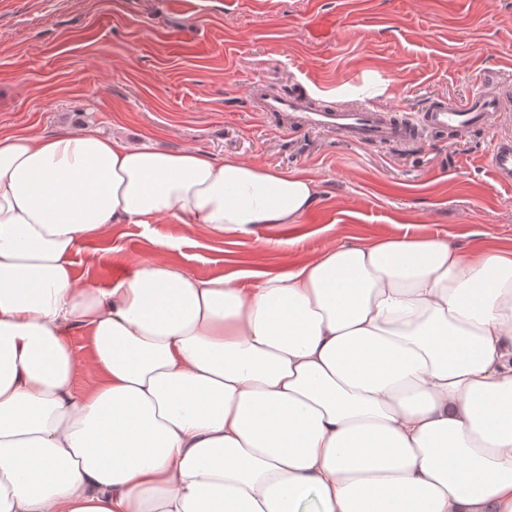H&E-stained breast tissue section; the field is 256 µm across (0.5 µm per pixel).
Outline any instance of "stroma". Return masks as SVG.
Returning <instances> with one entry per match:
<instances>
[{
    "instance_id": "1",
    "label": "stroma",
    "mask_w": 512,
    "mask_h": 512,
    "mask_svg": "<svg viewBox=\"0 0 512 512\" xmlns=\"http://www.w3.org/2000/svg\"><path fill=\"white\" fill-rule=\"evenodd\" d=\"M329 27L317 38L321 20ZM481 71L512 86V0H0V134L92 127L133 145L197 150L310 177L297 224L219 238L171 216L82 244L97 287L166 262L200 277L277 273L329 244L438 238L512 249V186L486 164L499 130L406 147L286 134L252 112L253 84L414 119L462 101Z\"/></svg>"
}]
</instances>
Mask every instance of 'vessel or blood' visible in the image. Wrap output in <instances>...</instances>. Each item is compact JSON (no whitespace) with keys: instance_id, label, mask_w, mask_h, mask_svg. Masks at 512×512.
Returning <instances> with one entry per match:
<instances>
[{"instance_id":"1","label":"vessel or blood","mask_w":512,"mask_h":512,"mask_svg":"<svg viewBox=\"0 0 512 512\" xmlns=\"http://www.w3.org/2000/svg\"><path fill=\"white\" fill-rule=\"evenodd\" d=\"M254 109L286 132L319 127L353 144L408 146L429 133L463 137L489 129L504 117L512 93L493 77H485L480 91L460 103L435 100L417 120H400L387 109L364 102L355 107L322 102L298 92L270 91L254 86ZM496 180L512 185V139H496L488 156Z\"/></svg>"}]
</instances>
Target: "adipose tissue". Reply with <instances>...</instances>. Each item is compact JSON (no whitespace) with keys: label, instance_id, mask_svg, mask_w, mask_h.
Returning <instances> with one entry per match:
<instances>
[{"label":"adipose tissue","instance_id":"ef3b65f1","mask_svg":"<svg viewBox=\"0 0 512 512\" xmlns=\"http://www.w3.org/2000/svg\"><path fill=\"white\" fill-rule=\"evenodd\" d=\"M317 195L89 127L0 135V512H512V250L329 245L246 288L75 267L113 224L240 237Z\"/></svg>","mask_w":512,"mask_h":512}]
</instances>
